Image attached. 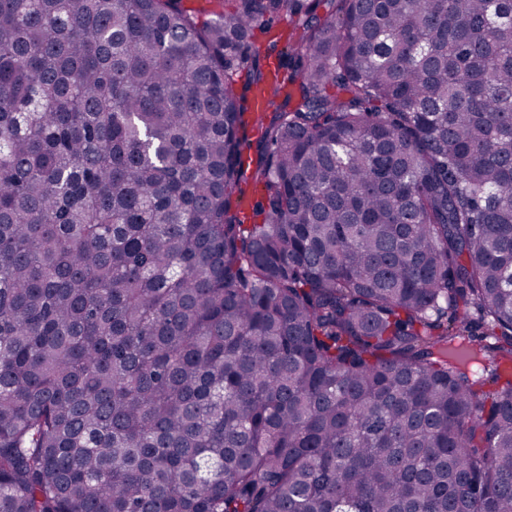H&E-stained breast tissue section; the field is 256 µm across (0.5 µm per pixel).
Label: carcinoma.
Instances as JSON below:
<instances>
[{"mask_svg": "<svg viewBox=\"0 0 512 512\" xmlns=\"http://www.w3.org/2000/svg\"><path fill=\"white\" fill-rule=\"evenodd\" d=\"M505 360L512 0H0V512H512ZM291 32L288 25V17L283 16L275 19L273 23V31L269 34L262 28L255 27L250 38L251 51L259 56L262 65L268 69V65L273 66L277 60V50L288 48V34ZM273 34H279L281 40L278 49L273 51L270 48V39Z\"/></svg>", "mask_w": 512, "mask_h": 512, "instance_id": "obj_1", "label": "carcinoma"}]
</instances>
